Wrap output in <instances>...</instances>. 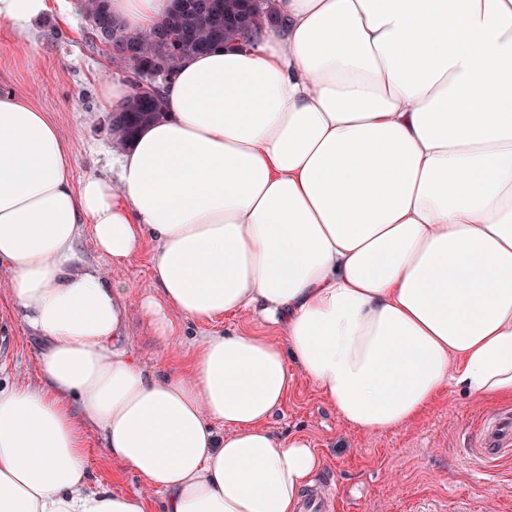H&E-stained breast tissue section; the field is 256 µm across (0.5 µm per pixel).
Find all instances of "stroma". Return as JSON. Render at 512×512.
Returning a JSON list of instances; mask_svg holds the SVG:
<instances>
[{
    "label": "stroma",
    "instance_id": "stroma-1",
    "mask_svg": "<svg viewBox=\"0 0 512 512\" xmlns=\"http://www.w3.org/2000/svg\"><path fill=\"white\" fill-rule=\"evenodd\" d=\"M31 36L40 51L33 62L15 46L11 24L0 21V89L28 96L58 123L73 149L75 179L111 175L116 138L99 86L131 79L132 66L117 63L111 46L91 43L82 14L67 20L49 15ZM0 332L9 338L0 387L39 385L41 341L1 287ZM498 409L449 388L409 428L371 435L347 426L300 375L272 427L283 436L306 437L320 452L324 463L315 483L333 500L334 512H512V462L487 468L466 455L476 419ZM86 464L88 489L146 490L137 475L112 461L93 429L86 432Z\"/></svg>",
    "mask_w": 512,
    "mask_h": 512
}]
</instances>
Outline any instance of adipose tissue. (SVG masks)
<instances>
[{
	"instance_id": "ef3b65f1",
	"label": "adipose tissue",
	"mask_w": 512,
	"mask_h": 512,
	"mask_svg": "<svg viewBox=\"0 0 512 512\" xmlns=\"http://www.w3.org/2000/svg\"><path fill=\"white\" fill-rule=\"evenodd\" d=\"M170 8L111 0L140 34ZM276 8L248 46L180 63L113 178L75 181L47 113L0 92V262L42 341L41 385L0 388V512H147L87 489L89 426L165 512H296L323 460L270 423L299 374L370 434L449 386L512 400V0ZM83 10L0 0L31 61L34 23ZM85 230L111 270L81 266ZM147 246L150 294L119 274ZM243 312L273 334L183 346L181 319ZM128 334L132 337L130 351L135 358L146 366L156 362L159 355V347L155 340L144 331L140 311L136 307H130L127 317Z\"/></svg>"
}]
</instances>
